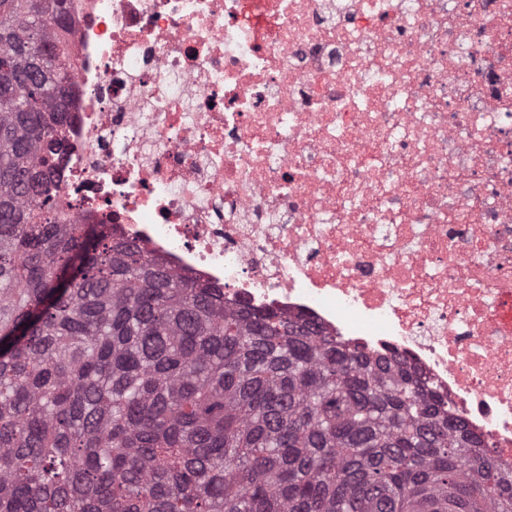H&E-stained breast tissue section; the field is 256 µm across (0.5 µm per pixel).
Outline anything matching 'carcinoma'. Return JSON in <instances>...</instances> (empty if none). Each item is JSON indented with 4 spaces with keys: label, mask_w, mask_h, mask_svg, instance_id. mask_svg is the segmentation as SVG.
<instances>
[{
    "label": "carcinoma",
    "mask_w": 512,
    "mask_h": 512,
    "mask_svg": "<svg viewBox=\"0 0 512 512\" xmlns=\"http://www.w3.org/2000/svg\"><path fill=\"white\" fill-rule=\"evenodd\" d=\"M68 13L0 0V512H512L406 357L65 223Z\"/></svg>",
    "instance_id": "cac0c4a2"
}]
</instances>
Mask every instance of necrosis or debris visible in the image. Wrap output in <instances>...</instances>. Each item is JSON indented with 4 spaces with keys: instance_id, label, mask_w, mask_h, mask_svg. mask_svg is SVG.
Masks as SVG:
<instances>
[{
    "instance_id": "obj_1",
    "label": "necrosis or debris",
    "mask_w": 512,
    "mask_h": 512,
    "mask_svg": "<svg viewBox=\"0 0 512 512\" xmlns=\"http://www.w3.org/2000/svg\"><path fill=\"white\" fill-rule=\"evenodd\" d=\"M57 196L411 358L512 464V0H69Z\"/></svg>"
}]
</instances>
